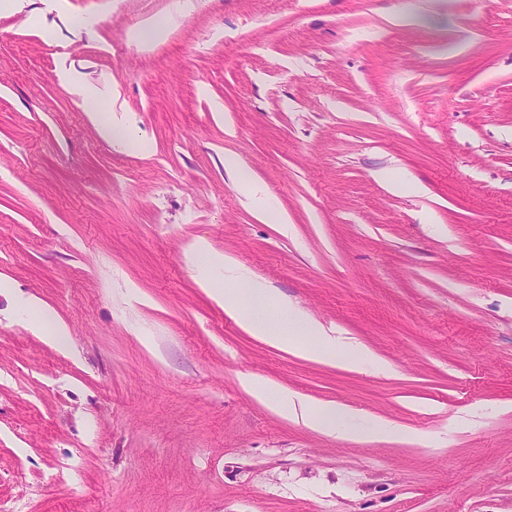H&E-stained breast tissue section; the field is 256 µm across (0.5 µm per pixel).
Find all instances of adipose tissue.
Instances as JSON below:
<instances>
[{
  "label": "adipose tissue",
  "instance_id": "1",
  "mask_svg": "<svg viewBox=\"0 0 512 512\" xmlns=\"http://www.w3.org/2000/svg\"><path fill=\"white\" fill-rule=\"evenodd\" d=\"M210 294L246 331L271 345L286 346L307 357L341 349L314 320L269 289L246 283L239 288L214 287Z\"/></svg>",
  "mask_w": 512,
  "mask_h": 512
}]
</instances>
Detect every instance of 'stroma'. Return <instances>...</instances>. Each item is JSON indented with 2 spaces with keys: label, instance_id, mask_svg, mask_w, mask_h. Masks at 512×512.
Here are the masks:
<instances>
[{
  "label": "stroma",
  "instance_id": "stroma-1",
  "mask_svg": "<svg viewBox=\"0 0 512 512\" xmlns=\"http://www.w3.org/2000/svg\"><path fill=\"white\" fill-rule=\"evenodd\" d=\"M226 255L371 363L244 331ZM0 512H512V0L1 6ZM298 402L288 405V414L301 420L308 427L322 433L333 435L336 433V422L344 410L335 405L317 406L297 397Z\"/></svg>",
  "mask_w": 512,
  "mask_h": 512
}]
</instances>
